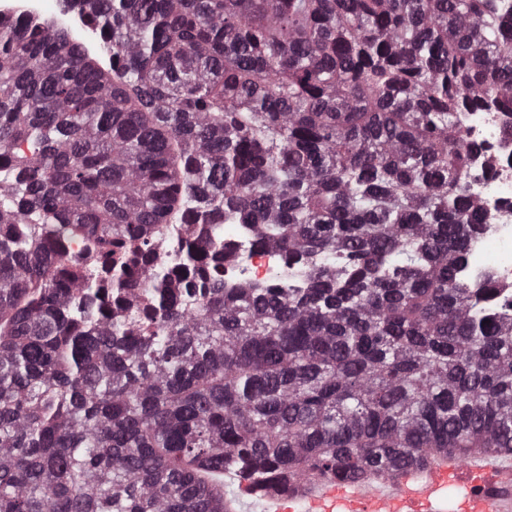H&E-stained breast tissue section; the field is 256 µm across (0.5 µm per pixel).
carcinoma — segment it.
<instances>
[{
  "mask_svg": "<svg viewBox=\"0 0 512 512\" xmlns=\"http://www.w3.org/2000/svg\"><path fill=\"white\" fill-rule=\"evenodd\" d=\"M0 15V512H230L512 453V317L458 276L462 112L512 0H68ZM246 224L302 285L241 281ZM174 251L178 264L163 260ZM63 4L64 2L61 0H38L35 6L32 9L27 10V12H30L33 15L59 12L62 20L79 25L81 21L80 16L73 11L65 9Z\"/></svg>",
  "mask_w": 512,
  "mask_h": 512,
  "instance_id": "carcinoma-1",
  "label": "carcinoma"
}]
</instances>
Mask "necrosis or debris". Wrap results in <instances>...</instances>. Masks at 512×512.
I'll list each match as a JSON object with an SVG mask.
<instances>
[{
	"label": "necrosis or debris",
	"instance_id": "1",
	"mask_svg": "<svg viewBox=\"0 0 512 512\" xmlns=\"http://www.w3.org/2000/svg\"><path fill=\"white\" fill-rule=\"evenodd\" d=\"M507 116L501 112H465L459 117L471 142L482 146L485 157L471 170L481 201L484 224L469 243L462 274L479 281L490 276L499 285L496 296L500 310L512 311V145L503 144L500 130ZM227 237L246 256L244 263L224 267V282L232 286L243 279L264 282L277 272L288 273L289 284H298L300 271H289L280 252L256 250L250 245L247 227L230 224Z\"/></svg>",
	"mask_w": 512,
	"mask_h": 512
}]
</instances>
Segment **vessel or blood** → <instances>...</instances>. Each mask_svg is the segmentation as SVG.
I'll list each match as a JSON object with an SVG mask.
<instances>
[{"instance_id": "1", "label": "vessel or blood", "mask_w": 512, "mask_h": 512, "mask_svg": "<svg viewBox=\"0 0 512 512\" xmlns=\"http://www.w3.org/2000/svg\"><path fill=\"white\" fill-rule=\"evenodd\" d=\"M263 512H512V454L437 461L370 484L327 483L311 495L279 496Z\"/></svg>"}]
</instances>
